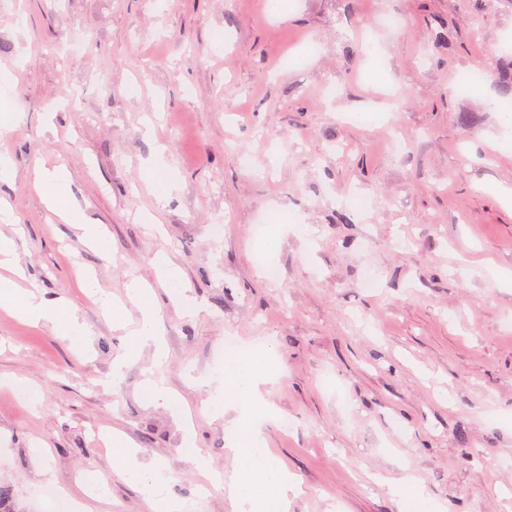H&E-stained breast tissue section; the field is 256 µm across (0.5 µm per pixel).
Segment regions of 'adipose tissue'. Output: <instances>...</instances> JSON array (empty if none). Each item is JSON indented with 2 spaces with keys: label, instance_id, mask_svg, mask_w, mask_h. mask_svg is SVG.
I'll use <instances>...</instances> for the list:
<instances>
[{
  "label": "adipose tissue",
  "instance_id": "1",
  "mask_svg": "<svg viewBox=\"0 0 512 512\" xmlns=\"http://www.w3.org/2000/svg\"><path fill=\"white\" fill-rule=\"evenodd\" d=\"M35 185L48 209L68 224L81 230L83 237L95 246H102L105 236L100 225L90 219L71 198L68 173L64 168L36 167ZM12 239L0 235V264L11 268L12 278L0 281V305L10 308L20 319L31 323H49L66 336L82 337L85 330L76 313L56 300H50L34 291L20 287L25 272L14 260ZM129 290L140 303L137 327L123 340L122 351L113 360L112 378L120 380L124 368L135 360L141 349L157 342L158 314L147 289L131 283ZM274 355L270 346L226 352L224 366L214 378L215 386L203 407L211 416L220 418L228 404L238 405L243 417L230 429L229 450L233 457L232 469L224 474V493L235 504L238 512H289V495L297 486L291 474L271 460L262 459L260 452L266 445L262 430L251 415L263 405L260 386L273 367ZM113 455L124 462V472L137 483L150 512H188L186 502L169 497L166 492L168 477L161 463L149 467L132 464L134 449L126 447L120 438H113Z\"/></svg>",
  "mask_w": 512,
  "mask_h": 512
}]
</instances>
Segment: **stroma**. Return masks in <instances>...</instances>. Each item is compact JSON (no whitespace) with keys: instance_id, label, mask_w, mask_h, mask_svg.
Returning <instances> with one entry per match:
<instances>
[{"instance_id":"obj_1","label":"stroma","mask_w":512,"mask_h":512,"mask_svg":"<svg viewBox=\"0 0 512 512\" xmlns=\"http://www.w3.org/2000/svg\"><path fill=\"white\" fill-rule=\"evenodd\" d=\"M511 60L512 0L478 17L463 0H0V72L22 114L0 138L15 218L0 234L24 288L86 331L76 345L0 312V483L20 512H53L47 485L74 512H147L116 435L165 465L170 496L234 512L210 483L233 465L235 413L198 410L230 337L277 358L255 422L300 488L290 512H401L400 480L443 512H512V288L483 266L512 272V207L494 194L512 189ZM472 70L484 81L462 86ZM395 131L406 153L390 152ZM159 155L177 182L165 196L146 175ZM40 162L67 169L107 251L46 209ZM262 220L275 280L258 263ZM161 258L200 313L157 280ZM81 267L94 294L75 286ZM370 275L378 291L362 289ZM134 278L153 290L167 359L145 347L113 386L140 317ZM149 376L183 411L146 400ZM187 416L211 473L184 451ZM88 469L105 493L84 492Z\"/></svg>"}]
</instances>
